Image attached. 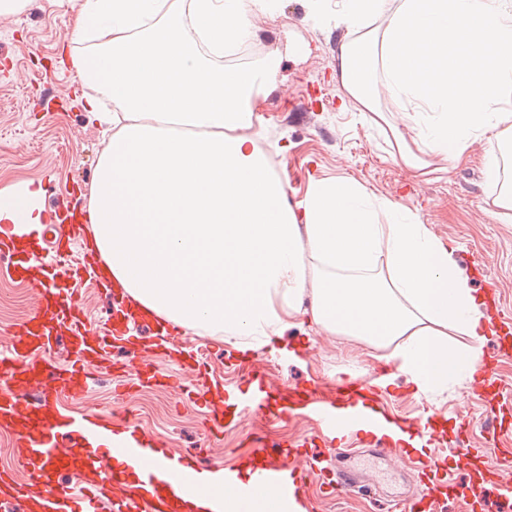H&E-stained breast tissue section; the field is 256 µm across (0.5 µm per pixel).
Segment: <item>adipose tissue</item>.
Returning <instances> with one entry per match:
<instances>
[{"label":"adipose tissue","instance_id":"1","mask_svg":"<svg viewBox=\"0 0 512 512\" xmlns=\"http://www.w3.org/2000/svg\"><path fill=\"white\" fill-rule=\"evenodd\" d=\"M277 0H78L63 56L83 88L89 123L109 137L84 219L102 271L140 312L230 349L301 344L298 318L396 363L427 395L473 377L493 332L455 247L404 208L341 176L310 179L291 203L258 146L259 102L280 54L254 66L214 64L251 35ZM314 25L351 33L336 57L347 99L381 121L379 87L409 99L403 124L433 113L419 147L400 144L416 176L486 140L496 217L512 221V0H345L337 16L310 0ZM111 108H104V99ZM41 184L0 190V225L32 243L50 215Z\"/></svg>","mask_w":512,"mask_h":512}]
</instances>
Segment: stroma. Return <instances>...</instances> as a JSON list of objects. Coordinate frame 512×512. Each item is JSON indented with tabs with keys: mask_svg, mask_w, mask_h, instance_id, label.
<instances>
[{
	"mask_svg": "<svg viewBox=\"0 0 512 512\" xmlns=\"http://www.w3.org/2000/svg\"><path fill=\"white\" fill-rule=\"evenodd\" d=\"M73 33V11L53 8L49 0H31L23 12L0 16V190L34 181L60 202L66 193L89 190L105 142L101 129L84 118L74 70L59 62L60 48L71 44ZM348 39L345 29L314 26L308 0H280L273 15L255 20L250 51L229 59L230 64L245 66L271 51L284 52L279 81L258 112L264 130L260 148L271 154L289 199L302 198L312 176L354 179L371 194L400 204L437 237L452 239L471 287H478L484 277L494 280L504 312L512 317V222H501L493 214L497 190L485 176V144H475L447 171L412 177L399 159L392 133L403 127L399 103L381 95L379 107L387 119L374 123L348 102L336 80V54ZM291 44L300 46V53H288ZM39 282L36 275L16 281L0 268V340L31 313ZM289 333L310 340L301 361H286L266 350L241 360L226 354L220 337L178 328L166 347L143 339L136 356L113 351L111 372L100 373L84 399L69 407L80 414L112 412L164 440L174 452L191 449L203 472L234 469L252 459V440L258 434L282 449L319 441L318 423L303 413L275 420L258 412L213 434L208 408L197 396L205 375L243 390L253 366L263 368L281 389L300 385L330 390L352 378L370 380L382 372L346 337L325 335L304 320ZM175 349L195 353L202 361L201 367L184 368L180 388L139 379L144 366L168 369ZM483 351L498 359L496 384L487 396L478 397L469 386L454 383L423 399L400 376L387 396L388 405L409 422L431 412L442 419L444 427L428 453L443 462L458 445L459 415L469 414L475 422L468 435L471 447L484 449L487 464L512 479V454L488 441L481 429L484 421H493L502 442L512 443V353L498 355L491 338ZM370 463L373 472L385 477L378 494L337 497L315 478L303 495L307 512H387L390 500L409 490L411 477L400 459L374 457Z\"/></svg>",
	"mask_w": 512,
	"mask_h": 512,
	"instance_id": "stroma-1",
	"label": "stroma"
}]
</instances>
